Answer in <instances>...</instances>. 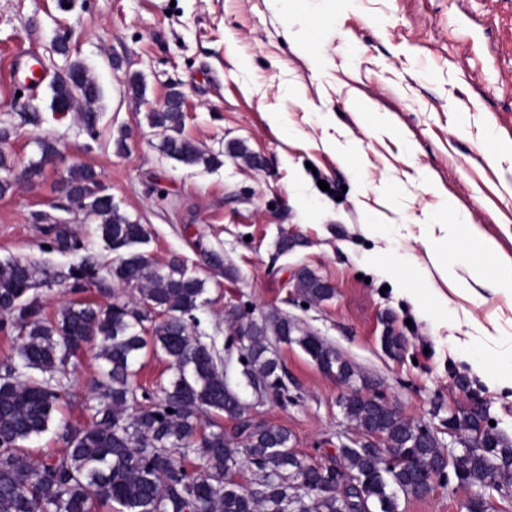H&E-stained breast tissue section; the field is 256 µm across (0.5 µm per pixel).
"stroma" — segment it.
Here are the masks:
<instances>
[{"label":"stroma","mask_w":512,"mask_h":512,"mask_svg":"<svg viewBox=\"0 0 512 512\" xmlns=\"http://www.w3.org/2000/svg\"><path fill=\"white\" fill-rule=\"evenodd\" d=\"M65 41L68 55L54 53ZM39 59V83L17 65ZM92 68L103 90L95 134L49 108V83L67 60ZM140 74L143 97L127 78ZM187 97L182 134L220 151L243 142L261 167L224 157L187 166L163 156L147 114L171 89ZM39 126L21 124L25 105ZM0 121L16 125L5 150L15 161L12 191L0 198V261L28 260L66 271L71 256L47 250L34 217L56 213L71 166L93 167L122 212L144 224V252L156 268L180 257L204 279L195 316L204 342L224 346L229 311L253 319L279 312L333 346L369 380L362 395L382 396L412 422L453 446L448 410L483 405L512 438V396L492 390L452 340L464 313L496 320L512 336V302L494 293L499 255L512 257V5L506 0H0ZM125 136L117 152L114 140ZM58 154L30 175L37 141ZM477 225L494 242L454 249L459 279L481 264L470 297L451 293L406 225ZM387 224L383 239L365 224ZM289 238L288 252L278 250ZM216 249L234 269L213 275L202 253ZM402 267L410 287L436 288L447 307L413 306L374 258ZM313 271L335 290L303 305L290 277ZM401 337L400 354L381 344ZM298 404L258 401L238 362L227 379L256 420L288 429L309 462L331 463L357 430L339 399L346 384L322 372L297 344L275 348ZM96 346L72 357L71 396L58 419L83 421L89 385L102 362ZM476 487L403 496L399 512H464Z\"/></svg>","instance_id":"35a3bbf8"}]
</instances>
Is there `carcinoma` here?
I'll use <instances>...</instances> for the list:
<instances>
[{
	"mask_svg": "<svg viewBox=\"0 0 512 512\" xmlns=\"http://www.w3.org/2000/svg\"><path fill=\"white\" fill-rule=\"evenodd\" d=\"M50 109L74 116L89 132L96 129L102 91L83 63L72 61L50 83ZM172 91L169 103L148 114L149 125L161 136L166 157L188 166L212 168L229 154L255 165L240 143L227 152H209L181 136L184 113ZM40 158L32 172L57 153L56 144L38 140ZM13 158L0 150V196L13 188ZM61 209L93 220L112 259L101 263L85 250L66 219L36 215L45 225L50 249L75 260L62 276L65 287L80 292L94 285L105 290L109 279L133 288L127 300L106 306L71 302L59 316L42 314L38 289L57 285L56 275L36 264L0 261V331L21 340L16 355L0 364V512H95L104 503L113 512H398L399 495L422 492L421 467L441 451L419 425L402 418L379 395L342 406L345 418L366 433H377L390 448L404 451L393 464L381 448L353 445L336 449L331 464L300 458L284 428L255 422L237 392L224 383V355L203 342L190 321L203 305L205 280L191 274L178 257L168 270H154L139 246L148 236L144 225L120 211L98 173L76 165L66 178ZM295 288L303 301L329 300L335 290L313 272L302 270ZM231 318L247 326L231 339L226 352H238L243 374L286 406L291 394L288 376L270 356V337L296 343L317 367L350 382L357 372L321 338L298 331L288 317L271 314L251 322L250 313L234 309ZM99 341L102 378L84 402L87 421L66 423L67 447L57 457L37 458L27 443L47 432L54 413L70 396V357L84 345ZM162 352L173 371L166 385L149 389L138 384L134 365L147 346ZM215 415L237 423L230 432L217 421L207 433L202 417ZM448 427L466 448L460 484L493 493L512 485V440L494 430L489 417L475 409L448 414ZM197 455L203 470L187 462ZM356 485L340 489L336 477Z\"/></svg>",
	"mask_w": 512,
	"mask_h": 512,
	"instance_id": "cac0c4a2",
	"label": "carcinoma"
}]
</instances>
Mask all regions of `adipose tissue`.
Returning <instances> with one entry per match:
<instances>
[{
	"label": "adipose tissue",
	"instance_id": "obj_1",
	"mask_svg": "<svg viewBox=\"0 0 512 512\" xmlns=\"http://www.w3.org/2000/svg\"><path fill=\"white\" fill-rule=\"evenodd\" d=\"M423 231L429 254L443 267L448 264L449 245L477 239L485 250L494 248L491 241L481 239L479 231L471 224H427ZM474 329V334L456 339V346L470 356L475 369L490 386L512 390V336L479 323Z\"/></svg>",
	"mask_w": 512,
	"mask_h": 512
}]
</instances>
